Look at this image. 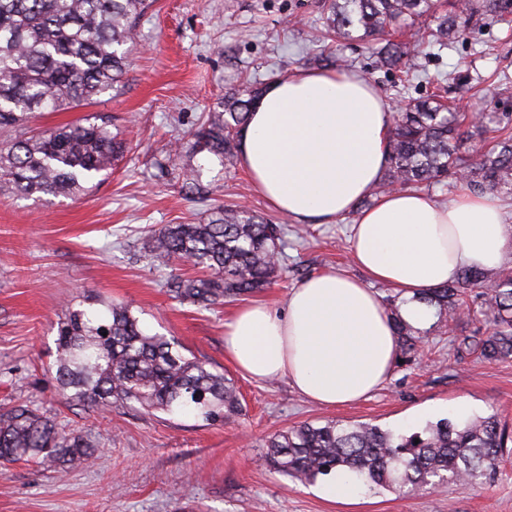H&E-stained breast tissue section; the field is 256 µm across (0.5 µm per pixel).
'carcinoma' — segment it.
<instances>
[{
    "instance_id": "obj_1",
    "label": "carcinoma",
    "mask_w": 512,
    "mask_h": 512,
    "mask_svg": "<svg viewBox=\"0 0 512 512\" xmlns=\"http://www.w3.org/2000/svg\"><path fill=\"white\" fill-rule=\"evenodd\" d=\"M149 0H0V130L18 136L0 141V184L33 196L75 197L83 184L107 172L129 152L101 116L54 127L33 126L37 114L91 104L126 74L137 20ZM328 36L361 42L389 32L409 33L421 45L442 50L490 22L512 23V0H323ZM376 64L408 81L420 72L406 43L387 40ZM262 89H231L207 113L193 136L203 148L232 165L239 134ZM495 133L491 146L474 158L459 152L463 127ZM388 168L374 195L396 189H430L448 176L471 193L512 197V113H460L440 94L408 103L393 114L387 141ZM281 225L242 208L216 207L199 224H165L144 243L162 269L189 259L199 275H171L167 292L181 302L208 309L226 298L275 284L285 265ZM487 287L480 315L491 320L482 338L459 345L486 360L512 356V270L488 280L478 269L459 270L447 284L419 302L454 321L470 288ZM399 348L415 349L421 331L391 312ZM56 387L67 400L93 406L137 404L146 412L192 415L222 424L241 411L234 382L195 357L182 354L170 336L146 332L131 308L92 296L67 303L58 323ZM512 429L498 414L464 423L448 418L411 434L369 422L347 426L303 423L272 435L267 443L274 468L302 483L342 476L376 487L467 488L496 465ZM92 446L28 405L0 410V462L34 460L47 467L89 463Z\"/></svg>"
}]
</instances>
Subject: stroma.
<instances>
[{
    "mask_svg": "<svg viewBox=\"0 0 512 512\" xmlns=\"http://www.w3.org/2000/svg\"><path fill=\"white\" fill-rule=\"evenodd\" d=\"M322 0H155L137 23L126 77L91 105L44 114L53 126L88 115L112 120L130 152L78 198L24 197L0 191V409L28 403L81 434L95 452L91 465L49 470L18 461L0 466V512H512V447L490 480L470 489L422 487L407 494L359 488L356 501L326 499L320 483L302 484L270 471L269 436L304 422H369L411 433L441 418L498 413L512 426V358L489 361L458 339L487 332L478 316L479 289L467 313L424 333L416 351L395 365L387 383L346 406H317L280 378L256 381L224 354V322L248 300L282 311L290 291L311 275L340 269L358 275L348 251L354 215L335 224H296L256 193L242 165L225 167L194 148L196 128L244 75L260 85L305 68L311 53L345 61L392 108L432 94L426 77L401 81L376 69L374 42L347 46L327 38ZM426 76H452L450 105L512 112V25L492 23L450 47L416 49ZM183 138V163L196 166L207 200L187 194L161 162ZM242 205L288 230V269L253 297L207 310L167 292L168 273L193 275L182 260L150 268L143 244L165 224L202 221L215 207ZM97 295L130 305L142 328L175 337L184 355L232 378L242 414L208 425L186 415L138 407L87 408L55 390L57 322L66 299Z\"/></svg>",
    "mask_w": 512,
    "mask_h": 512,
    "instance_id": "1",
    "label": "stroma"
}]
</instances>
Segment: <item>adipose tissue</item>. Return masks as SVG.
I'll use <instances>...</instances> for the list:
<instances>
[{"instance_id": "adipose-tissue-1", "label": "adipose tissue", "mask_w": 512, "mask_h": 512, "mask_svg": "<svg viewBox=\"0 0 512 512\" xmlns=\"http://www.w3.org/2000/svg\"><path fill=\"white\" fill-rule=\"evenodd\" d=\"M392 117L357 75L300 69L263 90L241 138V164L273 209L299 224L357 215L350 253L362 277L317 274L289 293L285 312L251 303L224 324V351L241 372L287 378L323 407L358 402L391 376L398 343L376 285L393 288L403 320L422 331L434 312L421 295L459 268H498L512 250V225L491 193L441 205L399 189L360 208L385 174Z\"/></svg>"}]
</instances>
